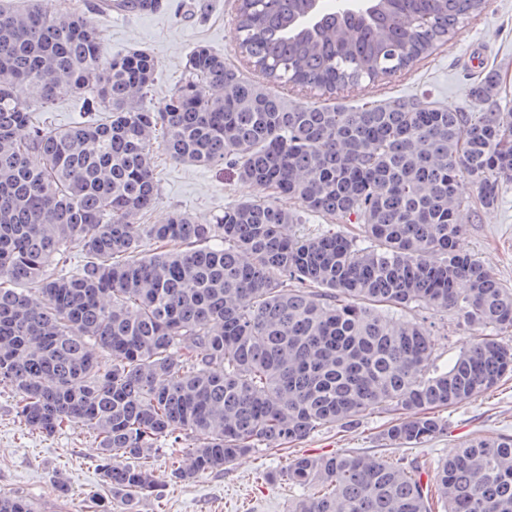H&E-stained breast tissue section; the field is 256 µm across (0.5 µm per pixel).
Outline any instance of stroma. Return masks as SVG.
I'll use <instances>...</instances> for the list:
<instances>
[{"label": "stroma", "instance_id": "obj_1", "mask_svg": "<svg viewBox=\"0 0 512 512\" xmlns=\"http://www.w3.org/2000/svg\"><path fill=\"white\" fill-rule=\"evenodd\" d=\"M235 0H162L153 14L103 11L95 14L106 55L135 49L150 51L159 63L146 105L162 111L170 93L181 83L185 64L196 46L222 53L226 63L242 67L235 38ZM498 69L505 93L512 101V0H489L481 16L460 26L448 41L409 70L354 92H341L337 102L355 105L428 94L464 112H481L486 102L471 96L470 84L482 69ZM158 200L148 215L162 223L181 210L205 219L238 201L259 197V190L224 166L161 164ZM467 232L458 241L461 252L478 257L507 285H512V187L497 205L463 215ZM389 318L429 320L434 345L432 363L443 367L466 350L473 330L451 311L392 310ZM14 398L0 389V494L17 496L39 512H102L111 495L96 465L97 443L84 424L69 425L53 436L20 431L14 420ZM448 433L417 448H398L382 438L389 414L374 411L345 431L328 427L286 449L265 448L238 457L218 472L205 473L185 483L169 479L164 453L151 461L159 495L139 503V512H292L306 489L271 481L299 455L327 456L341 452L399 457L405 462L425 460L439 465L472 435L494 438L512 435V377L490 393L447 411Z\"/></svg>", "mask_w": 512, "mask_h": 512}]
</instances>
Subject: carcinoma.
Returning a JSON list of instances; mask_svg holds the SVG:
<instances>
[{"label": "carcinoma", "instance_id": "carcinoma-1", "mask_svg": "<svg viewBox=\"0 0 512 512\" xmlns=\"http://www.w3.org/2000/svg\"><path fill=\"white\" fill-rule=\"evenodd\" d=\"M120 2L144 14L160 0ZM236 2L241 58L266 83L199 45L162 112L144 105L149 52L105 56L92 19L49 0L0 5V388L31 430L84 422L124 512L154 491L147 459L161 448L182 483L375 409L396 414L384 440L418 446L448 433L439 411L512 374V288L455 249L462 212L512 185L500 72L478 76L470 93L488 107L472 113L286 93L407 70L488 0ZM61 83L89 94L87 119L65 130L47 121ZM157 140L166 159L226 164L262 196L140 223L158 195ZM309 213L349 227L286 232ZM415 307L461 316L471 348L429 370L425 327L382 314ZM278 478L317 488L293 512H512V435L471 437L424 483L417 466L349 452L297 456ZM0 512L35 510L0 495Z\"/></svg>", "mask_w": 512, "mask_h": 512}]
</instances>
